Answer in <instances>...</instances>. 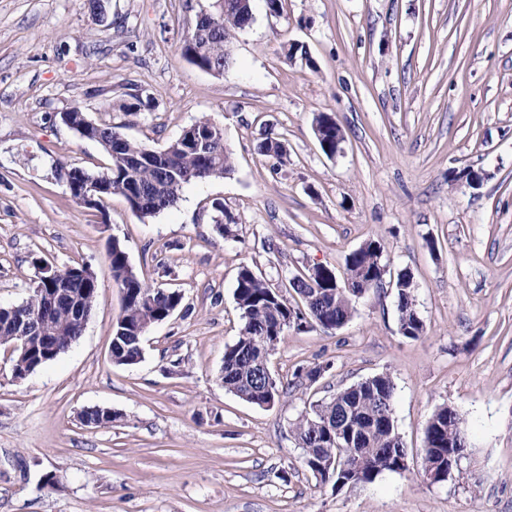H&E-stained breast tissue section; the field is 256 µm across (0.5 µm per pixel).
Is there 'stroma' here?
<instances>
[{"mask_svg": "<svg viewBox=\"0 0 512 512\" xmlns=\"http://www.w3.org/2000/svg\"><path fill=\"white\" fill-rule=\"evenodd\" d=\"M214 0H0V305L36 267L87 263L98 297L65 354L23 381L0 345V512H512V0H253L223 75L180 43ZM290 43L307 58L287 59ZM80 108L159 150L201 117L224 129L234 171L186 185L174 208L135 215L118 193L74 200L64 171L103 170L101 146L61 115ZM345 140L321 150L314 118ZM268 136L288 160L261 155ZM473 166L479 188L451 180ZM234 220L216 225L215 203ZM125 247L150 286L182 293L132 366L110 359L122 297L107 260ZM379 239L384 285L342 328L288 330L270 369L273 406L225 391L224 347L243 325L249 266L290 302L293 276L344 273ZM413 277L423 335L398 330L395 282ZM324 366L316 382L297 369ZM387 373L408 468L340 490L319 485L290 425L337 389ZM465 420L460 474L428 483L425 428L441 406ZM106 407L116 421L84 426ZM56 478L45 487L44 475ZM322 129L320 135L315 131L317 140L322 151L329 157L336 154L339 148L336 150V130H342L336 118L332 114L324 113L321 115Z\"/></svg>", "mask_w": 512, "mask_h": 512, "instance_id": "1", "label": "stroma"}]
</instances>
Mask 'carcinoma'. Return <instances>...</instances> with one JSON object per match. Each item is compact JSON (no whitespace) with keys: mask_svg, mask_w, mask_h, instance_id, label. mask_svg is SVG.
Instances as JSON below:
<instances>
[{"mask_svg":"<svg viewBox=\"0 0 512 512\" xmlns=\"http://www.w3.org/2000/svg\"><path fill=\"white\" fill-rule=\"evenodd\" d=\"M252 19L253 11L239 8V0H229L217 23L204 20L203 37L196 41L183 38L181 56L187 58L195 50L199 54L198 68L223 74L231 64L226 51L230 32L245 29ZM321 125L317 140L322 151L332 157L336 154V131L341 126L328 113L321 115ZM94 134L112 146L108 166L96 174L77 167L68 172L95 175L123 187L121 195L133 213L143 219L174 207L186 185L224 178L234 171L223 128L208 117L191 124L190 132L181 133L161 150L129 139L114 125L98 124ZM258 151L281 164L288 157L285 142L275 137L261 141ZM382 252L381 242L369 238L348 254L343 275L338 276L322 266L313 274L293 277L289 285L300 296V306L292 305L281 291L258 277L249 266H242L234 296L243 326L233 343L224 348V390L260 407L275 404L287 393L288 385L267 375L268 360L284 333L290 328L324 332L342 328L353 315V302L382 285L385 275ZM108 260L112 279L124 293L122 323L112 328V354L119 365H135L143 357L139 331L147 324L170 317V311L181 305L183 296L178 291L147 285L116 239L108 248ZM395 288L399 332L415 339L423 334L424 322L416 309L411 275L399 274ZM68 290V295L55 305L50 319L34 321L42 336H56L59 326H66V335L60 337L62 346L75 342L83 332L82 324L72 314L73 304L78 303L90 312L98 294V289L80 276L69 280ZM43 306V294L35 291L21 310L13 314L0 312V342H13L15 325ZM395 391L396 384L389 374H377L337 390L329 399L316 404L312 412L292 423L303 463L317 480L330 482L339 490L351 484L372 483L385 472L407 469L401 464L406 449L393 416ZM463 444H468L463 418L451 407L439 408L425 430L423 471L434 470L444 476L450 471H460L457 450Z\"/></svg>","mask_w":512,"mask_h":512,"instance_id":"cac0c4a2","label":"carcinoma"}]
</instances>
